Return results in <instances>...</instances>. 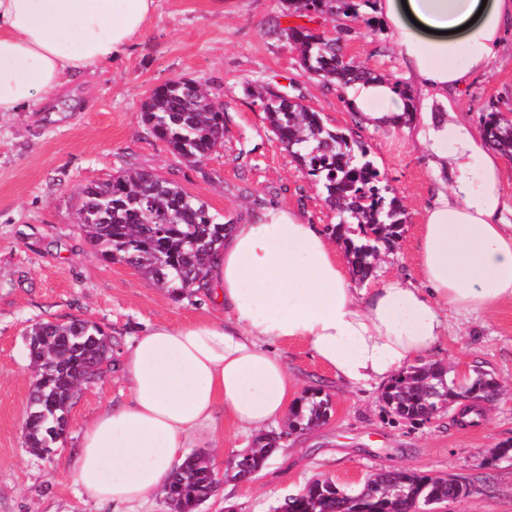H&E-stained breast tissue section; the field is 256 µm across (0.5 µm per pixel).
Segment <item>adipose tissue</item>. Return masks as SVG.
<instances>
[{
  "label": "adipose tissue",
  "instance_id": "obj_1",
  "mask_svg": "<svg viewBox=\"0 0 512 512\" xmlns=\"http://www.w3.org/2000/svg\"><path fill=\"white\" fill-rule=\"evenodd\" d=\"M155 0H0V113L47 102L68 75L121 63ZM377 9L421 93L390 80L346 96L364 126L395 127L432 157L437 191L421 214L416 277L361 288L335 240L294 210L269 206L233 225L203 295L219 319L145 326L123 355L129 399L84 427L70 472L84 502L136 507L161 492L181 452L224 414L257 437L285 421L295 386L276 344L298 340L350 388L384 387L422 363L464 322L512 303L506 167L459 112L457 97L512 27V0H378Z\"/></svg>",
  "mask_w": 512,
  "mask_h": 512
}]
</instances>
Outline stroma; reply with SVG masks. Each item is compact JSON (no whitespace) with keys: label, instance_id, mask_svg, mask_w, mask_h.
I'll return each mask as SVG.
<instances>
[{"label":"stroma","instance_id":"35a3bbf8","mask_svg":"<svg viewBox=\"0 0 512 512\" xmlns=\"http://www.w3.org/2000/svg\"><path fill=\"white\" fill-rule=\"evenodd\" d=\"M299 23L284 0H156L121 64L90 68L43 111L0 113V512H113L84 503L69 473L81 428L104 406L126 401V384L114 369L81 387L64 441L45 457L33 456L24 441L33 380L24 335L33 324L98 323L117 356L146 324L189 325L211 316L200 295L172 300L130 266L105 262L77 228L81 186L149 168L201 197L227 224L272 204L323 227L336 223L320 189L268 127L259 95L273 89L300 98L328 127L367 144L407 212L397 247L381 255L374 277H413L421 208L436 186L428 157L401 129L363 128L342 88L323 85L300 66L280 35ZM350 27L347 59L403 81L402 58L375 11ZM507 43L457 99L474 125L491 108L512 110V33ZM178 78L204 83L226 111L223 140L196 165L174 157L140 119L151 90ZM277 351L297 395L322 390L330 416L285 437L283 455L257 483H223L200 512L229 505L236 512H274L312 478H331L353 492L371 474L391 469L466 482L469 495L449 502L448 512H512V458L494 457L496 448L512 443L511 303L451 324L434 353L449 377L486 371L497 380L498 394L475 426L459 425L454 405L423 424L401 420L387 414L379 389H347L302 342H283Z\"/></svg>","mask_w":512,"mask_h":512}]
</instances>
